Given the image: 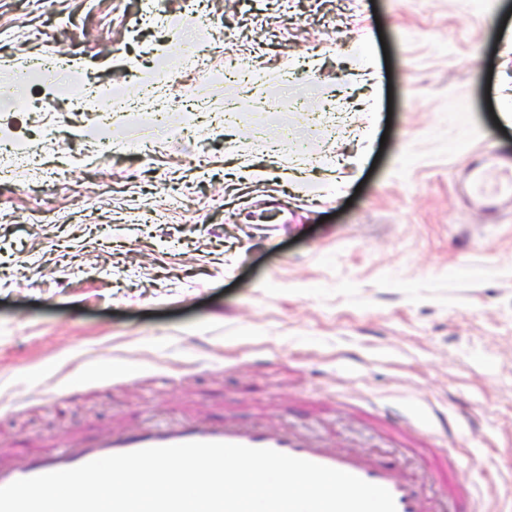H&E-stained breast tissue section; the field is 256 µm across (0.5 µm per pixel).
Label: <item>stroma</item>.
Here are the masks:
<instances>
[{"label":"stroma","mask_w":512,"mask_h":512,"mask_svg":"<svg viewBox=\"0 0 512 512\" xmlns=\"http://www.w3.org/2000/svg\"><path fill=\"white\" fill-rule=\"evenodd\" d=\"M203 6L188 63L141 0H0V74L33 75L0 141L36 160L0 171V450L228 417L387 455L367 400L428 402L461 477L512 512V204L461 192L484 152L512 159V0ZM50 54L61 68L38 71ZM160 63L134 103L175 105L194 138L99 155L68 83L106 93ZM229 64L259 77L208 84ZM336 107L341 128L302 119ZM285 129L306 155L270 150ZM65 142L88 161L66 183Z\"/></svg>","instance_id":"35a3bbf8"}]
</instances>
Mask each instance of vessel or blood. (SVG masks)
I'll return each mask as SVG.
<instances>
[{"instance_id": "1", "label": "vessel or blood", "mask_w": 512, "mask_h": 512, "mask_svg": "<svg viewBox=\"0 0 512 512\" xmlns=\"http://www.w3.org/2000/svg\"><path fill=\"white\" fill-rule=\"evenodd\" d=\"M468 192L480 202L512 201V168L489 164L474 169ZM369 415L392 447L398 448V456L380 458L331 441H313L286 425L274 427L264 422L241 425L232 421L215 424L189 418L152 428H112L93 437L76 433L63 450L0 460V487L111 455L191 442H216L272 449L350 473L386 488L394 498L396 512H489L474 485L460 479L457 458L436 444L439 433L448 427L444 414L435 410L421 421L409 411L374 408ZM404 457L419 462L425 479L402 471L400 460Z\"/></svg>"}]
</instances>
